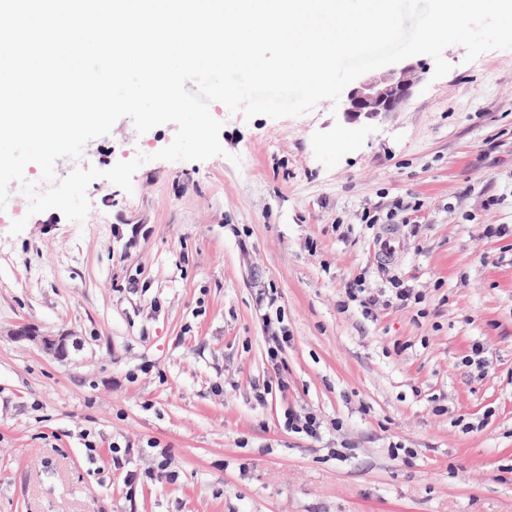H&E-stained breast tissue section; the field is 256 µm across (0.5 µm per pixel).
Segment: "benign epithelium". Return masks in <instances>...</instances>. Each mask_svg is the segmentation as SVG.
<instances>
[{
  "label": "benign epithelium",
  "mask_w": 512,
  "mask_h": 512,
  "mask_svg": "<svg viewBox=\"0 0 512 512\" xmlns=\"http://www.w3.org/2000/svg\"><path fill=\"white\" fill-rule=\"evenodd\" d=\"M419 76L414 67L406 65L370 77L351 90L345 103L346 115L351 119L388 116L396 112L412 95ZM19 339L29 340L58 359L67 356V337L41 336L36 330L22 326L14 331Z\"/></svg>",
  "instance_id": "1"
}]
</instances>
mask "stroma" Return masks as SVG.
<instances>
[{"mask_svg": "<svg viewBox=\"0 0 512 512\" xmlns=\"http://www.w3.org/2000/svg\"><path fill=\"white\" fill-rule=\"evenodd\" d=\"M443 56L439 79L431 57H411L421 81L387 118L350 121L324 100L247 120L211 103L224 155L151 160L129 193L95 179L80 223L28 215L12 190L0 211V512H512V235L485 234L512 227V50ZM175 133L140 136L124 117L82 163L105 171ZM396 198L422 208L384 266L386 227L360 216ZM360 276L385 296L394 278L420 290L425 316L340 310ZM267 289L292 337L278 370L256 304ZM22 323L67 334V358L15 339ZM477 341L480 376L460 365ZM280 378L287 391L255 400L254 386ZM289 406L342 429L288 432ZM114 444L128 449L120 470ZM161 460L168 476L124 485Z\"/></svg>", "mask_w": 512, "mask_h": 512, "instance_id": "35a3bbf8", "label": "stroma"}]
</instances>
